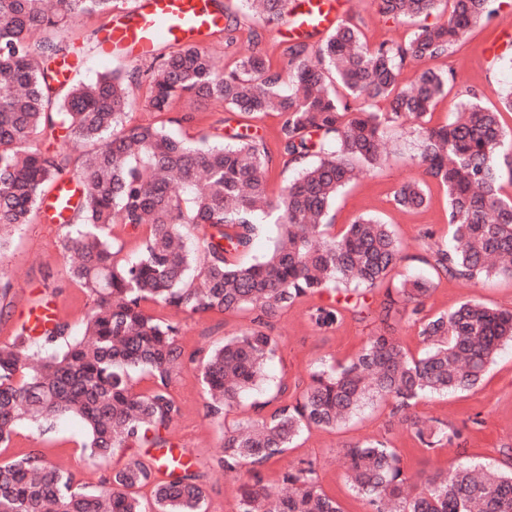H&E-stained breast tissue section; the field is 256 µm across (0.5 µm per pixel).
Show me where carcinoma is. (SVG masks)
Listing matches in <instances>:
<instances>
[{"label": "carcinoma", "mask_w": 512, "mask_h": 512, "mask_svg": "<svg viewBox=\"0 0 512 512\" xmlns=\"http://www.w3.org/2000/svg\"><path fill=\"white\" fill-rule=\"evenodd\" d=\"M117 0H0V252L23 225L42 216L41 204L59 175L71 176L80 195L62 218L63 247L71 254L66 274L91 298L81 335L57 322L38 339L17 333L0 345V447L19 426L44 435L55 422L80 418L88 457L104 459L122 448H166L183 416L171 391L184 365L176 313L257 310L253 327L198 361L204 407L216 421L244 393L264 381L277 341L263 318L306 296L340 288L371 290L407 259L392 225L360 216L334 231L338 195L362 172L383 164L385 134L418 122L422 177L394 193L397 208L429 202V184L447 198L452 243L429 247L437 273L468 282L512 277V130L500 112L477 97L460 104L445 123L431 111L446 94L451 73L426 67L414 83L400 85L407 61L427 63L447 55L472 27L488 18L490 0H375L388 20L418 18L406 43L371 47L359 27L344 19L320 43L296 38L283 50L286 66L272 67L252 32V51L231 69L220 67L201 45L175 46L145 72L112 71L90 82L62 81L52 64L71 52L59 38L71 16L106 14ZM252 17L279 21L286 0H241ZM442 23H427L438 11ZM147 86L148 106L166 112L190 95L224 103L234 112H276L277 151L248 127L224 142L173 134L163 126H127L135 91ZM64 132L63 140L92 149L71 159L33 141ZM302 164L273 198L267 177L274 157ZM281 228L262 260L234 264L246 252L259 219ZM114 224L143 228L137 255L122 258L109 235ZM203 228L195 242L185 230ZM431 282L405 279L391 290L381 323L405 312L426 344L414 357L383 329L347 364L322 367L294 400L279 385L274 409L235 425H222L224 472L247 469L238 488L237 512H341L319 485L311 463L283 476L272 495L258 468L282 455L312 427L341 428L377 400L411 430L424 450L463 437L450 423L410 414L417 401L476 386L502 346L512 342V310L467 300L429 315ZM343 318L336 302L312 307L310 321L327 330ZM151 381L135 390L134 375ZM346 481L371 512H512V469L465 464L427 477L415 490L396 449L365 440L345 453ZM151 486L145 510L132 490ZM0 512H208L200 476L183 462L151 456L115 468L99 485H74L73 477L29 451L0 464Z\"/></svg>", "instance_id": "cac0c4a2"}]
</instances>
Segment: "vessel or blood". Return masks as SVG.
<instances>
[{
    "label": "vessel or blood",
    "instance_id": "vessel-or-blood-1",
    "mask_svg": "<svg viewBox=\"0 0 512 512\" xmlns=\"http://www.w3.org/2000/svg\"><path fill=\"white\" fill-rule=\"evenodd\" d=\"M342 6L343 0H291L292 16L285 30L305 36L330 28ZM223 26L224 16L213 0H136L100 33L98 51L104 56L120 53L138 60L152 56L159 43L196 41ZM55 319L54 301L35 307L26 324L29 335L44 336Z\"/></svg>",
    "mask_w": 512,
    "mask_h": 512
}]
</instances>
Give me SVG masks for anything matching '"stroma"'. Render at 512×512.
<instances>
[{
	"mask_svg": "<svg viewBox=\"0 0 512 512\" xmlns=\"http://www.w3.org/2000/svg\"><path fill=\"white\" fill-rule=\"evenodd\" d=\"M219 2L225 12L240 18L237 29L220 31L205 43L219 65L234 66L247 54L249 37L254 31L258 32L261 46L271 62L279 63L286 46L280 34V23L253 21L243 15L238 0ZM492 7L494 15L490 21L474 28L447 55L433 61V68L453 73L455 80L450 83L447 96L436 105L432 123L445 122L449 113L473 93L484 105L500 108L505 89L512 86V46L495 55L488 52L491 45L502 42L505 32H512V0H494ZM346 8L348 17L372 45L406 42L418 26L414 19L397 23L383 19L374 0H348ZM111 22L108 15L67 22L62 36L82 54V63L76 71L78 79L87 82L104 72L145 70L151 66L148 58L135 62L119 55L100 57L97 32ZM130 123L134 126L162 123L175 133L196 138L205 135L212 139L223 138L227 127L249 124L272 148L279 136L280 117L274 112H229L217 100L197 97L177 99L169 111L157 113L148 108L146 95L141 92L132 109ZM416 128V123L411 121L393 131L390 154L384 165L337 197L333 211L336 226H344L362 215L377 216L392 224L406 259L390 273L387 283L394 287L410 276L430 278L431 291L425 300L429 314L449 311L468 299L494 308L512 309V278L496 276L472 283L435 273L422 263L428 245L447 242L449 229L446 197L441 189L432 188L428 205L418 210H397L391 200L393 190L401 183L421 176L416 164L419 154ZM65 233V227L59 224L38 221L26 225L16 233L9 250L0 255V269L4 270L9 283L7 296L0 301V345L13 339L22 315L43 297L56 300L60 321L68 324L71 335H80L88 298L65 275ZM335 297L349 302L350 309L343 322L329 330H320L311 324L309 311L315 303L311 297L266 318L265 330L278 342L277 353L266 366V382L260 391L242 395L225 422L231 424L253 416L254 402L268 398L279 383H287L290 394H300L317 366L346 363L379 330L378 312L385 299L384 289H341L336 291ZM356 304L361 307L357 313L352 310ZM253 318L250 311L178 317L179 340L189 361L172 380L171 389L182 403L183 416L173 426L171 434L207 489L209 512H236L241 477L217 472L211 467L220 452L221 423L205 413L195 361L223 344L225 338L247 331ZM415 412L462 429L461 443L434 452L423 450L413 441L400 418L393 416L390 403L377 401L339 430L312 428L304 431L284 454L261 468L262 481L270 490H279L284 472L310 461L320 486L339 502L342 512H371L366 500L349 488L344 475L343 454L348 445L359 441L384 440L397 448L403 470L414 484L425 476L466 462L499 468L511 466L512 459L504 456L503 451L512 448V345L501 350L475 388L423 399ZM83 441L84 428L75 418L58 420L52 433L43 436L23 425L18 428L10 447L0 448V461L36 449L48 462L72 473L75 483L82 484L98 482L109 476L112 469L135 459L161 454L157 448L150 452L132 448L109 459L94 461L84 452Z\"/></svg>",
	"mask_w": 512,
	"mask_h": 512,
	"instance_id": "1",
	"label": "stroma"
}]
</instances>
